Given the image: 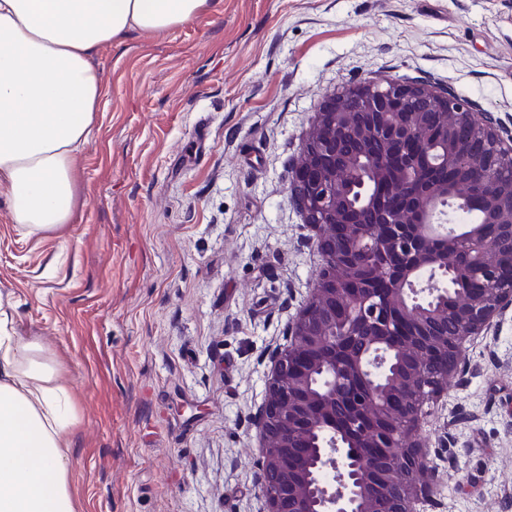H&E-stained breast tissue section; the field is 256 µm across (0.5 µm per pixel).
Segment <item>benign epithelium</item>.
Wrapping results in <instances>:
<instances>
[{
  "mask_svg": "<svg viewBox=\"0 0 512 512\" xmlns=\"http://www.w3.org/2000/svg\"><path fill=\"white\" fill-rule=\"evenodd\" d=\"M290 198L322 266L255 417L267 512H413L434 482L426 406L512 305V253L494 244L512 236V145L453 93L370 81L315 114ZM450 198L485 209L496 233L445 231L429 247Z\"/></svg>",
  "mask_w": 512,
  "mask_h": 512,
  "instance_id": "7a95c632",
  "label": "benign epithelium"
}]
</instances>
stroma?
<instances>
[{
	"label": "stroma",
	"instance_id": "1",
	"mask_svg": "<svg viewBox=\"0 0 512 512\" xmlns=\"http://www.w3.org/2000/svg\"><path fill=\"white\" fill-rule=\"evenodd\" d=\"M62 235L0 200V299L55 358L77 512H266L253 416L321 257L290 162L327 95L445 88L512 138V0H218L104 46ZM421 437L417 512H512V308L467 346Z\"/></svg>",
	"mask_w": 512,
	"mask_h": 512
}]
</instances>
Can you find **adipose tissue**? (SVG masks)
<instances>
[{
	"label": "adipose tissue",
	"mask_w": 512,
	"mask_h": 512,
	"mask_svg": "<svg viewBox=\"0 0 512 512\" xmlns=\"http://www.w3.org/2000/svg\"><path fill=\"white\" fill-rule=\"evenodd\" d=\"M215 0H0V198L25 234L70 223L76 158L103 90L93 58L132 32H166ZM69 385L0 307V512H76Z\"/></svg>",
	"instance_id": "1"
}]
</instances>
